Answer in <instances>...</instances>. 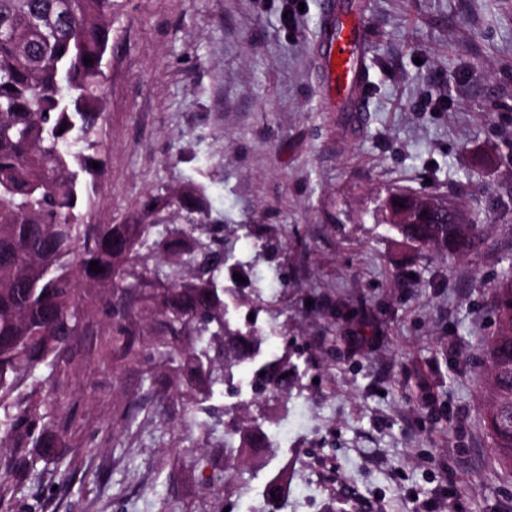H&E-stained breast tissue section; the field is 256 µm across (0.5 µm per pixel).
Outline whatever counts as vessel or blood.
Segmentation results:
<instances>
[{"mask_svg": "<svg viewBox=\"0 0 512 512\" xmlns=\"http://www.w3.org/2000/svg\"><path fill=\"white\" fill-rule=\"evenodd\" d=\"M363 24L352 17L345 0H324L320 62L327 77L330 101L341 103L350 123H358L363 110L359 91L364 82L360 50Z\"/></svg>", "mask_w": 512, "mask_h": 512, "instance_id": "vessel-or-blood-1", "label": "vessel or blood"}]
</instances>
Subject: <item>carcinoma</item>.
I'll return each instance as SVG.
<instances>
[{"instance_id": "cac0c4a2", "label": "carcinoma", "mask_w": 512, "mask_h": 512, "mask_svg": "<svg viewBox=\"0 0 512 512\" xmlns=\"http://www.w3.org/2000/svg\"><path fill=\"white\" fill-rule=\"evenodd\" d=\"M117 0H0V459L7 451L40 448L60 459L68 447L49 430L63 408L57 374L77 373L74 347L104 310V353H135L143 337L164 365L174 367L176 391L187 404L209 399L213 387L248 369L252 397L224 408V492L238 493L233 476L266 443L250 408L264 400L285 402L302 376L288 353L266 355L265 335L229 315L245 301L224 285L221 273L235 249L208 237L195 192L173 190L152 197L144 216L169 211L191 215L186 224H91L82 208L105 172L97 138L104 111L105 59ZM93 62L86 65L84 59ZM99 168H93V163ZM389 230L430 253L457 255L480 244L483 227L457 224L453 214H423L415 224ZM155 246L167 273L147 264L141 249ZM98 262L101 271L90 269ZM494 330L480 349L489 396L483 421L497 463L512 470V270L490 286ZM133 299L151 320L133 331ZM265 375H260V372ZM286 472L268 487L266 512L286 507Z\"/></svg>"}]
</instances>
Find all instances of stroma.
<instances>
[{"label": "stroma", "instance_id": "stroma-1", "mask_svg": "<svg viewBox=\"0 0 512 512\" xmlns=\"http://www.w3.org/2000/svg\"><path fill=\"white\" fill-rule=\"evenodd\" d=\"M354 2L369 110L352 130L322 101L321 0H123L88 219L193 185L213 238L237 230L224 276L249 301L233 318L305 371L287 405L259 408L265 428L285 420L288 512H512L478 358L487 284L512 267V0ZM399 188L452 198L484 224L479 248L401 243L378 213ZM106 321L80 337L56 414L71 478L24 449L0 512H245L224 497L228 387L188 409L146 343L101 356Z\"/></svg>", "mask_w": 512, "mask_h": 512}]
</instances>
